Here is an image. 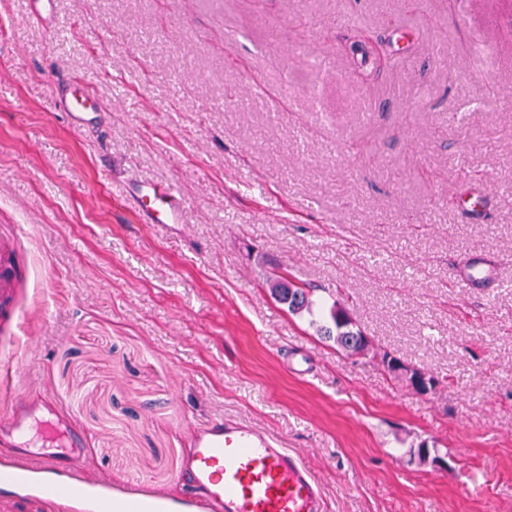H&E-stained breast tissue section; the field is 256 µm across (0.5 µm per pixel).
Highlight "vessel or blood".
<instances>
[{"label":"vessel or blood","mask_w":512,"mask_h":512,"mask_svg":"<svg viewBox=\"0 0 512 512\" xmlns=\"http://www.w3.org/2000/svg\"><path fill=\"white\" fill-rule=\"evenodd\" d=\"M53 101L67 112L74 127L95 128L101 107L89 90L62 83L56 86ZM134 201L145 223L180 221L182 199L174 186L141 184ZM15 254L14 239L0 237V320L14 313L11 301L20 274ZM455 273L475 288L490 287L495 281L493 267L475 259L459 263ZM28 404L21 393L0 412V429L19 441L31 429ZM68 437L66 463L52 454L21 453L10 471L0 472V484L7 486L0 491V512H22L31 501L51 505L57 512H73L89 477L77 428H70ZM184 477L191 485L186 500L189 512H324L321 487L309 469L273 436L238 422L219 419L195 429ZM116 499L129 503L133 512L165 508L161 497L117 488L112 500L100 503L96 512H112Z\"/></svg>","instance_id":"vessel-or-blood-1"}]
</instances>
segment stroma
<instances>
[{
	"label": "stroma",
	"mask_w": 512,
	"mask_h": 512,
	"mask_svg": "<svg viewBox=\"0 0 512 512\" xmlns=\"http://www.w3.org/2000/svg\"><path fill=\"white\" fill-rule=\"evenodd\" d=\"M65 80L100 133L55 109ZM137 181L175 184L181 223H142ZM1 233L26 363L0 410L29 388L75 415L98 483L180 495L224 417L325 512H512V0H59L52 29L0 0ZM468 256L497 288L456 278ZM276 271L323 311L277 303ZM335 302L366 356L320 335Z\"/></svg>",
	"instance_id": "stroma-1"
}]
</instances>
